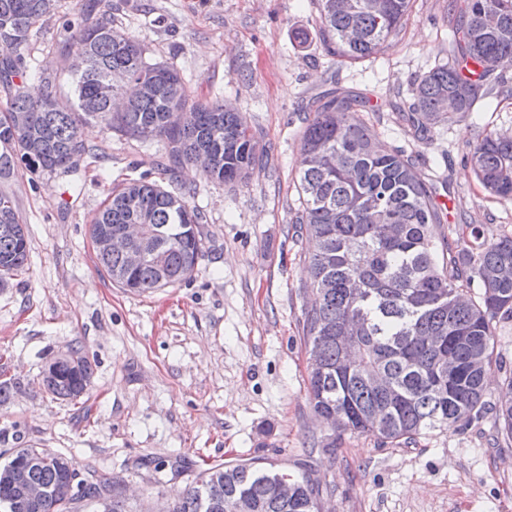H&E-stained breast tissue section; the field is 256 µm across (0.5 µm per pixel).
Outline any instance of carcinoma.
I'll return each instance as SVG.
<instances>
[{
  "instance_id": "obj_1",
  "label": "carcinoma",
  "mask_w": 512,
  "mask_h": 512,
  "mask_svg": "<svg viewBox=\"0 0 512 512\" xmlns=\"http://www.w3.org/2000/svg\"><path fill=\"white\" fill-rule=\"evenodd\" d=\"M318 25L331 55L357 62L392 47L411 13L413 0H315ZM56 7V0H0V85L14 89L0 118V175L20 157L32 170L54 172L76 167L86 145L83 127L96 121L125 135L165 140L175 164L192 163L209 150V174L225 184L244 183L263 150L232 103L188 105L180 70L152 62L145 47L119 34L96 16L86 0L66 24L64 52H81L86 65L72 73L73 96L49 91L30 99L16 79L29 70L53 86L57 72L28 64L21 53L32 28ZM453 23L451 57L417 76L410 88L405 120L417 140L453 116L473 110L486 95L512 96V86L490 77L504 57L512 58V0H448ZM141 90L123 112L110 98L124 95L123 78ZM360 101L338 91L314 98L301 136L297 188L300 205L293 223L308 238L309 289L314 304L303 313V342L318 360L309 374L313 410L342 431L382 441L412 443L433 430H451L491 413L512 439V374L497 399H485L484 376L498 361L494 326L512 319V236L481 239L455 250L437 244L432 225L443 210L431 188L403 151L387 146L357 115ZM468 162L491 195L512 200V136L487 131L471 145ZM202 213L184 197L143 178L112 190L92 219L90 236L104 227L144 224L142 245L148 259L128 270L118 254L97 255L112 282L139 293L187 280L203 255L198 224ZM28 239L12 197L0 192V282L22 271ZM480 293L473 295V287ZM358 336L356 357L342 361L336 337ZM456 359L442 366V353ZM82 363L76 373L63 365L50 381L51 394L76 402L85 395L94 369ZM376 368L391 392L375 389L367 373ZM34 447L15 448L0 463V474L17 472L48 495L37 506L18 497L0 480V512H78L90 504L92 488H112V512H132L121 482L93 471L85 487L70 491L68 472L57 464H30ZM287 472L251 463L218 464L200 470L167 512H234V498L247 496L252 512H318L315 484L307 472L292 476L293 496L278 494Z\"/></svg>"
}]
</instances>
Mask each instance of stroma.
I'll list each match as a JSON object with an SVG mask.
<instances>
[{"label": "stroma", "mask_w": 512, "mask_h": 512, "mask_svg": "<svg viewBox=\"0 0 512 512\" xmlns=\"http://www.w3.org/2000/svg\"><path fill=\"white\" fill-rule=\"evenodd\" d=\"M98 16L181 70L192 101H229L263 149L247 183L225 185L169 164L162 140L90 124V156L68 173L16 164L0 178L28 231L25 270L0 288V361L21 383L0 407V454L21 444L75 456L123 479L132 508L177 499L217 463L310 472L323 512H512V440L492 418L436 430L410 445L341 432L308 397L303 309L310 296L307 238L293 224L304 108L329 90L370 100L361 118L415 163L446 215L436 238L512 233V201L492 197L464 156L489 130L512 134V98L414 139L402 119L413 78L448 58V0H413L398 42L344 63L326 51L314 0H95ZM77 0H59L34 26L24 54L47 62L67 95L60 44ZM307 39L298 42L296 31ZM146 178L183 194L203 214L204 255L191 277L132 293L101 270L92 217L117 184ZM501 364L487 373L495 398L512 373V320L497 323ZM94 366L83 403L45 394L40 373L71 350Z\"/></svg>", "instance_id": "stroma-1"}]
</instances>
